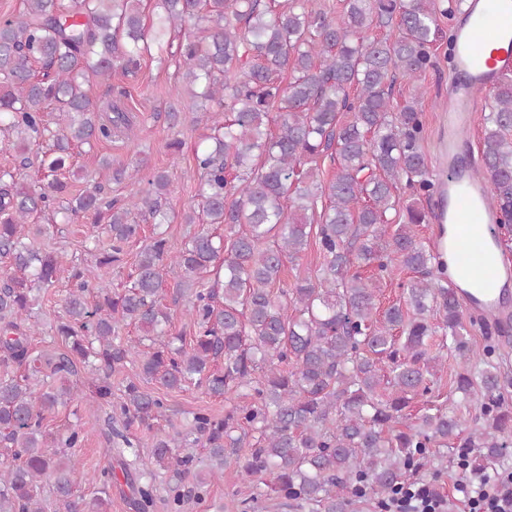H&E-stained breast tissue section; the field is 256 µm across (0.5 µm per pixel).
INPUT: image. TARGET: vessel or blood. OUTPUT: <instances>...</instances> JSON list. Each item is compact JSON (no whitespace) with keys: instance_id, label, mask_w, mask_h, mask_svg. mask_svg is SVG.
<instances>
[{"instance_id":"1","label":"vessel or blood","mask_w":512,"mask_h":512,"mask_svg":"<svg viewBox=\"0 0 512 512\" xmlns=\"http://www.w3.org/2000/svg\"><path fill=\"white\" fill-rule=\"evenodd\" d=\"M457 50L454 67L458 79L452 87L444 110L448 121L443 126L440 142L444 179L440 199L448 203V221L455 224L457 234L449 244L462 274L479 279L485 286L480 301H467V311L478 310L498 322L512 320L500 307L501 281L512 278V259L500 257L490 262L485 251L475 250L471 231L480 227L485 240L496 238L499 214L491 201L486 182L479 180L461 162V132L474 120L483 92L495 81L512 73V51L498 48L499 16L489 12L486 0H460L454 29Z\"/></svg>"}]
</instances>
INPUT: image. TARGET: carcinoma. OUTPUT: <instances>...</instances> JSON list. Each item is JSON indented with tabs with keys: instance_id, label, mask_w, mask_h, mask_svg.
I'll use <instances>...</instances> for the list:
<instances>
[{
	"instance_id": "1",
	"label": "carcinoma",
	"mask_w": 512,
	"mask_h": 512,
	"mask_svg": "<svg viewBox=\"0 0 512 512\" xmlns=\"http://www.w3.org/2000/svg\"><path fill=\"white\" fill-rule=\"evenodd\" d=\"M147 25L140 0H25L19 20L0 21V131L20 139L47 138L54 157L47 174L21 183L0 170V257L14 273L0 280V512H45L41 484L51 480L63 512H108L112 470L88 477L69 452L82 443L72 428L51 434L46 416L74 400L77 363L91 367L95 393L109 403L110 373L132 355L140 373L167 390L198 388L212 397L248 391L251 401L218 418L193 413L182 430L156 434L123 464L136 512L162 504L182 512L207 502L209 487L234 463L266 488L234 504L248 512L260 496L308 512H350L357 497L382 500L412 471L432 464L428 449L450 440L493 459L512 437V375L491 361L496 346L471 345L458 285L442 284L441 254L413 231L426 214L409 205L403 224L384 239L394 190L401 182L415 198H430L440 175L421 150L418 107L423 92L393 103L396 74L417 79L434 66L443 38L447 0H345L338 14L310 9L307 0H158ZM183 80L177 93L213 126L212 144L195 151L200 173L197 208L207 224L228 229L195 233L174 247L160 234L137 256L134 276L120 293L92 284L89 269L71 266L74 287L57 326L66 350H37L32 338V285H49L63 256L30 241L45 228L32 216L54 208L67 188L58 177L74 148L135 137L129 112L110 115L87 89L112 69L136 70L151 48L170 47ZM276 118H270L271 113ZM277 123V132L269 129ZM332 150L336 174L328 181L313 166ZM476 175L490 187L499 224L512 219V76L491 94L483 115ZM152 189L106 202L92 184L58 208L62 221L105 223L109 242L98 258L120 261L141 238L140 215L167 224V175ZM329 205L321 223L308 213ZM317 231H312V228ZM315 237L321 267L291 288H278L285 262L301 258ZM411 273L403 302L379 311L378 283L394 267ZM174 281L194 328L191 342L168 334L171 309L162 302ZM442 316L439 325L431 315ZM134 325L142 336L122 341ZM450 336L462 372L453 381L457 405L431 410L416 400L432 392L429 339ZM478 415L467 424L459 406ZM124 429L150 428L165 405L156 393L129 382L119 403ZM207 451L205 468L181 448ZM168 472L165 495L156 474ZM196 470L194 482L184 474ZM91 480L97 488L78 493Z\"/></svg>"
}]
</instances>
